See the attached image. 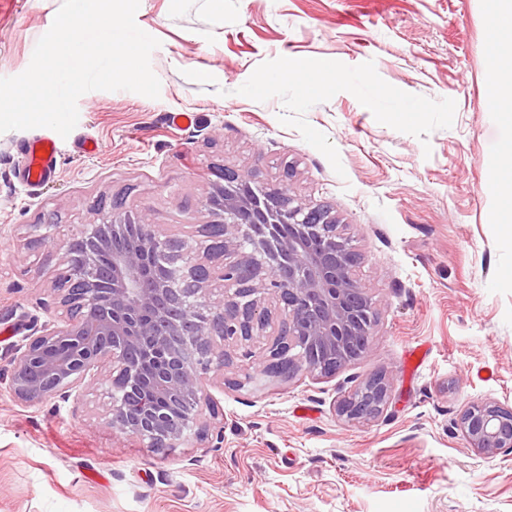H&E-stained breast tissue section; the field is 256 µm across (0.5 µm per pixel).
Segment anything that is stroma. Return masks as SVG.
Listing matches in <instances>:
<instances>
[{
  "label": "stroma",
  "mask_w": 512,
  "mask_h": 512,
  "mask_svg": "<svg viewBox=\"0 0 512 512\" xmlns=\"http://www.w3.org/2000/svg\"><path fill=\"white\" fill-rule=\"evenodd\" d=\"M62 0H0V77L24 72ZM492 0H140L160 96L91 91L60 142L59 172L21 184L28 130L0 134V512H512V451L470 448L471 403L512 407V237L488 163L512 137L489 60ZM329 58L333 72L294 82ZM218 76L204 85L198 70ZM173 112H190L185 128ZM96 138V154L75 137ZM247 171L331 206L362 261L377 319L369 353L331 378L262 375L265 341L207 390L224 415L206 440L156 452L107 427L101 386L27 407L8 388L11 345L63 316L59 255L28 224L68 235L122 199L165 236L208 243L213 172ZM427 350L408 370L406 357ZM390 376L378 418L335 405Z\"/></svg>",
  "instance_id": "35a3bbf8"
}]
</instances>
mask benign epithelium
Masks as SVG:
<instances>
[{"label":"benign epithelium","mask_w":512,"mask_h":512,"mask_svg":"<svg viewBox=\"0 0 512 512\" xmlns=\"http://www.w3.org/2000/svg\"><path fill=\"white\" fill-rule=\"evenodd\" d=\"M207 207L226 257L217 304L206 301L211 277L198 274L210 248L189 264L190 245L173 249L174 239L161 238L143 215L113 204L61 242L52 225H31L29 243L61 254L54 291L67 324H46L14 347L11 389L20 403L67 400L101 384L110 399L104 423L166 450L187 441L194 427L198 435L206 431L200 405L217 415L202 380L230 365L232 346L271 336L265 361L288 359V380L300 373L330 378L333 363L369 352L361 337L371 334L376 313L355 274L359 254L333 208L303 205L231 167L219 172ZM367 386L343 396L337 414L358 423L381 416L390 400L387 373L368 407L357 401ZM506 411L512 408L496 401L464 410L459 427L475 452L493 457L512 449Z\"/></svg>","instance_id":"obj_1"}]
</instances>
